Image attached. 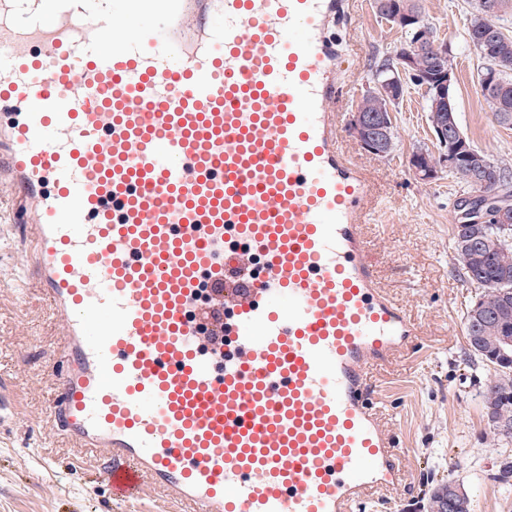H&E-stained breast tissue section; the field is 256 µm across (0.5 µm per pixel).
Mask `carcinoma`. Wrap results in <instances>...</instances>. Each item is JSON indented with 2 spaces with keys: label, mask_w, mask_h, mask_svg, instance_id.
Here are the masks:
<instances>
[{
  "label": "carcinoma",
  "mask_w": 512,
  "mask_h": 512,
  "mask_svg": "<svg viewBox=\"0 0 512 512\" xmlns=\"http://www.w3.org/2000/svg\"><path fill=\"white\" fill-rule=\"evenodd\" d=\"M475 16L468 28L469 44L482 60L478 72L481 94L497 120L505 111H512V30L501 23V17L512 12V0H475ZM417 23L400 27L404 39L394 57L384 60L376 69V83L384 84L398 75L400 58L412 49L416 32H421L424 54L420 65L433 72L452 67L451 49L441 40L426 19L421 4H416ZM495 35L486 38L484 31ZM427 112L448 110L458 117L453 97L448 103L436 101L432 91L425 90ZM484 168L473 173L465 166L448 169L461 184L478 193V200L498 197L512 204V171L483 157ZM474 229L469 224L452 225L455 260L464 280L481 289L463 313L464 335L469 355L493 366L494 379L483 394L487 424L493 433L512 438V355L504 357L497 351L503 327H512V227L487 223L479 228L489 246L471 251L464 241Z\"/></svg>",
  "instance_id": "1"
}]
</instances>
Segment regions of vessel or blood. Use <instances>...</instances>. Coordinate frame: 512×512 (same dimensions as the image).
<instances>
[{
  "mask_svg": "<svg viewBox=\"0 0 512 512\" xmlns=\"http://www.w3.org/2000/svg\"><path fill=\"white\" fill-rule=\"evenodd\" d=\"M346 0H0V185L117 501L353 512L403 453L369 371L419 329L342 147Z\"/></svg>",
  "mask_w": 512,
  "mask_h": 512,
  "instance_id": "vessel-or-blood-1",
  "label": "vessel or blood"
}]
</instances>
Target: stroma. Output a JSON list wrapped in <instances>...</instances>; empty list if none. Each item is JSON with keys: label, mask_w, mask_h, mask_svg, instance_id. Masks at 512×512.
<instances>
[{"label": "stroma", "mask_w": 512, "mask_h": 512, "mask_svg": "<svg viewBox=\"0 0 512 512\" xmlns=\"http://www.w3.org/2000/svg\"><path fill=\"white\" fill-rule=\"evenodd\" d=\"M421 2L451 49L464 133L492 161L512 168V128L496 121L481 96L480 59L466 42L470 0ZM350 10L346 39L354 57L344 125L372 87L376 63L392 57L402 40L376 14L374 0H350ZM395 125L397 146L388 157L366 152L349 135L343 144L375 187L377 204L365 227L370 260L421 332L407 355L372 372L405 460L402 488L366 512H427L432 489L451 480L468 486L474 512H512V486L490 478L502 458L512 457V439L494 436L482 417L481 393L493 370L470 358L463 334L462 315L477 290L458 272L450 219L468 189L444 171L420 179L410 165L413 152L432 145L421 90L407 89ZM14 210L13 194L0 187V390L13 413L0 423V512H159L156 494L114 501L105 479L110 459L73 447L49 413L64 368L56 356L61 325L37 290L24 227L9 220Z\"/></svg>", "instance_id": "1"}]
</instances>
